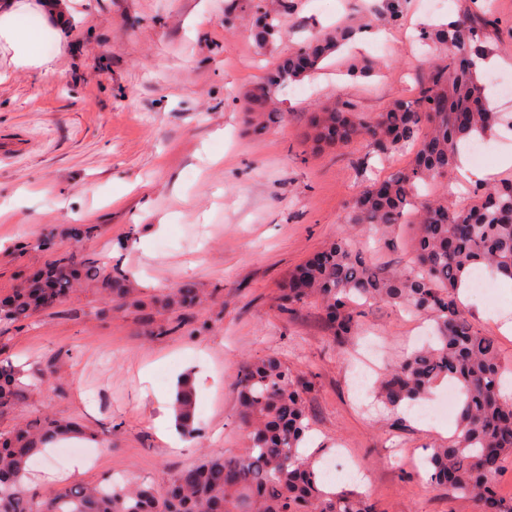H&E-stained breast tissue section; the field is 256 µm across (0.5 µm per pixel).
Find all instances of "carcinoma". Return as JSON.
<instances>
[{
  "label": "carcinoma",
  "mask_w": 512,
  "mask_h": 512,
  "mask_svg": "<svg viewBox=\"0 0 512 512\" xmlns=\"http://www.w3.org/2000/svg\"><path fill=\"white\" fill-rule=\"evenodd\" d=\"M407 3L380 0V14L397 25ZM475 6L467 21L419 29L422 43L448 50V57L419 83L414 98L398 100L370 119L350 100L313 116L317 137L329 143H348L368 133L365 165L373 156L416 147L407 166L358 194L348 215V223L368 227L387 251L398 247L396 228L412 218L418 232L408 264L391 270L352 239L338 238L298 268L281 307L292 314L301 304L320 302L342 344L360 334L361 306L371 301L428 316L433 341L384 373L377 400L395 409L417 403L444 380L454 383L461 396L457 434L451 444L432 449L427 481L487 512H512V499L496 491V477L512 459V392L503 383L497 342L473 325L459 299L463 279L478 266L512 280V180L475 188L478 200L467 209L446 200L418 202L420 188L456 166L459 143L497 122L474 60L493 51L486 34L498 20L480 3ZM294 10L295 0H260L255 12L259 42L274 44L283 19ZM356 32L351 25L339 26L300 42L252 91L253 107L270 108L280 88L317 71ZM82 280L99 282L111 298L127 292L103 263L62 253L0 299V321L22 322L52 309ZM196 295L185 285L162 304L188 308ZM236 390L245 451L208 456L174 476L161 495L152 485L111 479L30 495L23 486L30 459L49 443L84 438L87 431L75 421L45 419L0 434V512H376L369 496L356 489L326 488L315 469L320 450L302 451L309 429L308 381L297 378L281 358L266 355L245 364ZM24 393L14 366L0 361V413L17 406ZM173 408L184 434L194 435L190 378L177 386Z\"/></svg>",
  "instance_id": "cac0c4a2"
}]
</instances>
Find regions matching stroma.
<instances>
[{
	"mask_svg": "<svg viewBox=\"0 0 512 512\" xmlns=\"http://www.w3.org/2000/svg\"><path fill=\"white\" fill-rule=\"evenodd\" d=\"M59 2L54 12L45 0H0V16L24 7L50 32L45 66L18 64L0 36V296L77 248L122 272L133 293L109 301L86 282L50 311L0 322V360L13 362L28 388L0 415V433L44 418L89 431L84 471L60 467L62 446L53 444L30 466L28 491L120 475L160 489L206 455L243 452L234 382L247 361L275 354L313 383L312 447L344 449L364 471L338 473L336 486L356 483L379 512H479L413 466L454 438L456 409L433 426L395 419L380 404L362 410L352 385L357 342L337 344L319 303L290 316L279 308L290 275L328 242L367 240L368 230L347 222L353 199L412 158L407 149L363 166L366 140L317 143L310 114L342 97L372 117L413 98L445 58L413 42L416 28L467 17L472 0H447L433 14L411 0L400 26L373 27L281 88L258 132L246 97L260 78L300 41L354 16L374 18L378 0H298L268 48L256 38L253 0ZM362 60L373 62L372 76H348ZM74 224L96 231L78 243ZM47 234L51 253L36 246ZM186 284L199 304L158 305ZM464 305L512 365V334L501 331L512 288ZM364 311L380 369L412 351L423 317L377 302ZM185 376L197 436L173 446L161 418Z\"/></svg>",
	"mask_w": 512,
	"mask_h": 512,
	"instance_id": "stroma-1",
	"label": "stroma"
}]
</instances>
